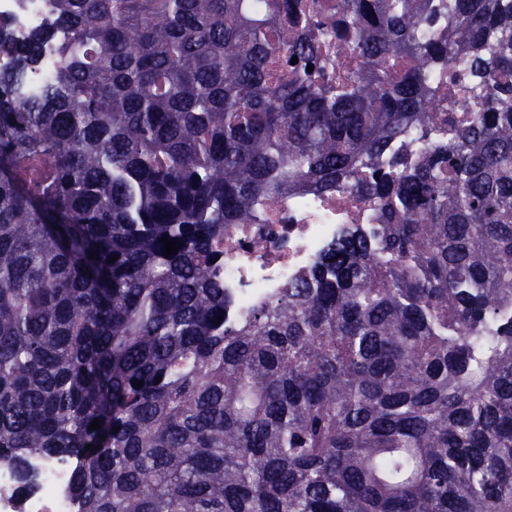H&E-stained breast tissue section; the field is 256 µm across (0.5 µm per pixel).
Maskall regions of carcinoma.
<instances>
[{
    "mask_svg": "<svg viewBox=\"0 0 512 512\" xmlns=\"http://www.w3.org/2000/svg\"><path fill=\"white\" fill-rule=\"evenodd\" d=\"M276 9L56 0L11 46L0 459L76 458L80 512H512V0H448L428 42L439 4L336 0L334 58ZM431 61L478 89L466 119L429 112ZM435 116L452 146L389 154ZM341 180L374 239L228 319L224 229ZM62 39L63 37L59 35L45 43L33 66L37 77L22 84L16 90L17 96L23 98L36 96L40 93L43 83L51 80L57 66L56 49Z\"/></svg>",
    "mask_w": 512,
    "mask_h": 512,
    "instance_id": "1",
    "label": "carcinoma"
}]
</instances>
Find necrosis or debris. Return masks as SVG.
Masks as SVG:
<instances>
[{"label":"necrosis or debris","instance_id":"necrosis-or-debris-1","mask_svg":"<svg viewBox=\"0 0 512 512\" xmlns=\"http://www.w3.org/2000/svg\"><path fill=\"white\" fill-rule=\"evenodd\" d=\"M54 0H0V41L22 40L47 26ZM381 209L376 199L344 182L320 191L301 186L259 201L246 223L224 232L227 314L238 319L271 301L281 288L309 273L344 230L371 233ZM74 458L30 456L25 470L0 461V512H77L70 493Z\"/></svg>","mask_w":512,"mask_h":512}]
</instances>
